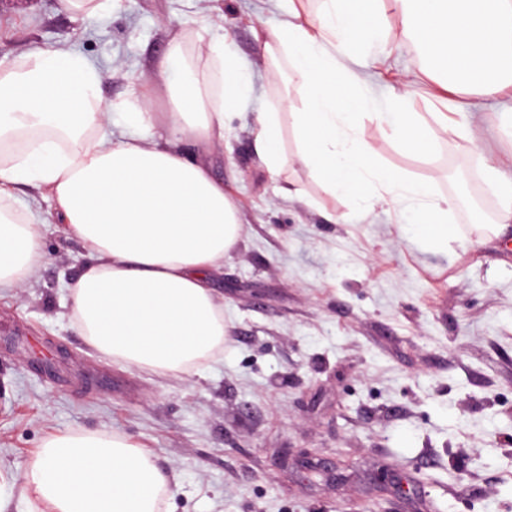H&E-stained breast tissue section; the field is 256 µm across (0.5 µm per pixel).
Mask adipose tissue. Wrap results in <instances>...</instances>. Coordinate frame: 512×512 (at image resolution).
Returning <instances> with one entry per match:
<instances>
[{"mask_svg":"<svg viewBox=\"0 0 512 512\" xmlns=\"http://www.w3.org/2000/svg\"><path fill=\"white\" fill-rule=\"evenodd\" d=\"M381 2L321 0L312 19L292 6L263 32L265 49L287 57L304 106L290 115L295 157L284 151L275 112L257 113L255 151L270 174L292 160L330 194L397 209L416 241L442 250L461 231L448 221L454 200L433 182L384 167L376 141L392 139L423 158L435 153L440 131L470 141L472 152L481 147L444 113L435 116L436 132L410 111V78L380 100L365 56L389 53L402 38L455 109L477 111L478 101L512 87V0H391L395 31ZM196 52L219 62V86L191 73L166 78L143 92L138 111L122 113L117 134L107 130L112 113L98 96L101 70L71 49L47 46L0 67V142L18 144L0 162V289L25 287L40 268L38 220L4 209L13 186L31 181L51 195L59 223L88 255L71 285V311L88 343L174 373L224 341V311L208 281L241 238L223 183L205 161L185 160L181 144L222 142L226 115L246 111L253 94L252 76L226 39L199 40ZM369 113L376 125L368 135L361 119ZM151 126L161 134L149 141L140 131ZM171 482L125 436L96 431L47 440L24 466L22 485L51 512H157Z\"/></svg>","mask_w":512,"mask_h":512,"instance_id":"1","label":"adipose tissue"}]
</instances>
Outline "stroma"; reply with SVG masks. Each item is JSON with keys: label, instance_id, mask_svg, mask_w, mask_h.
<instances>
[{"label": "stroma", "instance_id": "35a3bbf8", "mask_svg": "<svg viewBox=\"0 0 512 512\" xmlns=\"http://www.w3.org/2000/svg\"><path fill=\"white\" fill-rule=\"evenodd\" d=\"M320 0H106L88 15L63 0H0V64L46 44L96 63L113 112L141 84L217 68L194 52L219 20L249 68L254 99L225 119L205 159L238 207L242 238L210 286L224 307L222 346L184 373L138 368L90 346L70 312L84 247L58 223L51 197L14 186L17 212L42 220L43 263L23 291H0V500L6 512H50L22 496L19 471L53 435L109 431L177 477L160 512H512V232L482 248L431 251L383 209L326 193L304 167L271 175L254 148L255 115L296 111L284 55L256 33L289 4ZM182 34V57L170 42ZM279 70L280 81L269 79ZM492 110L467 141L439 137L415 157L376 142L389 167L497 213L484 162L512 179V142ZM291 187L285 195L283 187ZM319 459L304 469V455ZM402 490L381 491L379 475Z\"/></svg>", "mask_w": 512, "mask_h": 512}]
</instances>
